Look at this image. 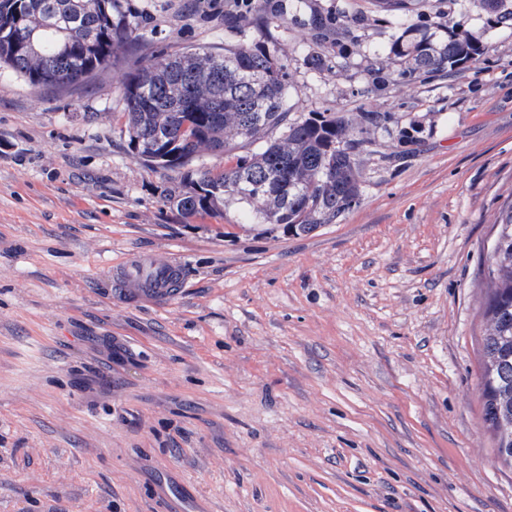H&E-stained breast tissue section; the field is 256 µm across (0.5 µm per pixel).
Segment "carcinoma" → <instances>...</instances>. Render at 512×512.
<instances>
[{"label":"carcinoma","mask_w":512,"mask_h":512,"mask_svg":"<svg viewBox=\"0 0 512 512\" xmlns=\"http://www.w3.org/2000/svg\"><path fill=\"white\" fill-rule=\"evenodd\" d=\"M415 0H374L382 12L402 13L401 33L373 53L370 72L382 82L448 76L485 60L488 47L463 32L465 16L448 15V37L417 35ZM497 22L512 26V0H475ZM346 14L313 18L315 71H328L354 40ZM137 25L122 0H0V67L36 88L85 84L112 66ZM288 67L265 41L220 50L184 47L128 72L122 89L120 131L139 159L175 173L163 189L165 205L185 219L218 217L224 203L250 207L258 224L307 235L333 224L359 203V155L371 128L389 112H332L288 120ZM234 137L258 149L231 152ZM224 148L228 165L200 163L205 150ZM482 336L483 420L496 448H512V206L501 212L486 273Z\"/></svg>","instance_id":"carcinoma-1"}]
</instances>
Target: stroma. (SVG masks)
<instances>
[{
    "instance_id": "35a3bbf8",
    "label": "stroma",
    "mask_w": 512,
    "mask_h": 512,
    "mask_svg": "<svg viewBox=\"0 0 512 512\" xmlns=\"http://www.w3.org/2000/svg\"><path fill=\"white\" fill-rule=\"evenodd\" d=\"M138 28L86 84L0 71V512H512L482 418L480 339L512 203V29L471 0L489 48L452 78L374 84L397 29L371 0H268L248 25L209 0H125ZM364 17L309 68L313 13ZM268 40L290 117L388 112L364 192L308 235L164 206L167 181L115 117L129 69L182 47ZM175 259L173 295L113 272Z\"/></svg>"
}]
</instances>
